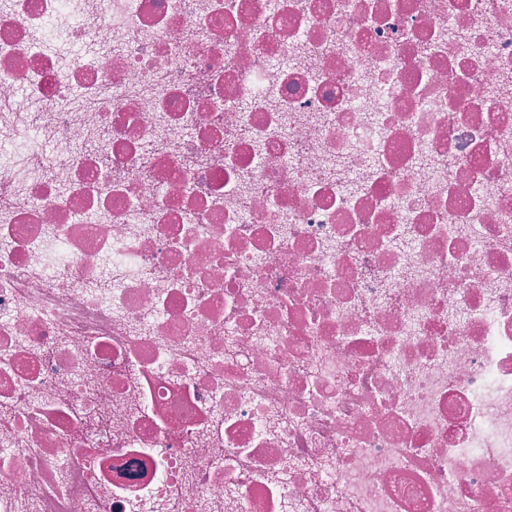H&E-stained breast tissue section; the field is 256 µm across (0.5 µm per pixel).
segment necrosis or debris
Wrapping results in <instances>:
<instances>
[{
  "mask_svg": "<svg viewBox=\"0 0 512 512\" xmlns=\"http://www.w3.org/2000/svg\"><path fill=\"white\" fill-rule=\"evenodd\" d=\"M0 512H512V0H0Z\"/></svg>",
  "mask_w": 512,
  "mask_h": 512,
  "instance_id": "4bbe7bcc",
  "label": "necrosis or debris"
}]
</instances>
